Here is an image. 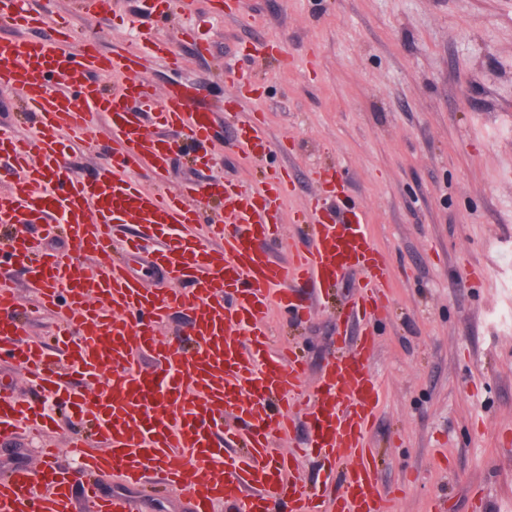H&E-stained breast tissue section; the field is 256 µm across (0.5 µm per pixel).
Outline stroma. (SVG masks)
I'll return each instance as SVG.
<instances>
[{
  "label": "stroma",
  "mask_w": 512,
  "mask_h": 512,
  "mask_svg": "<svg viewBox=\"0 0 512 512\" xmlns=\"http://www.w3.org/2000/svg\"><path fill=\"white\" fill-rule=\"evenodd\" d=\"M240 11L211 15L206 0L178 8L156 27L148 0H118L109 22L83 17L76 0H53L78 32L103 49L143 37L177 42L182 26L211 43L205 58L186 52L174 71L149 60L156 92L200 84L204 101L238 103L240 118L263 114L270 160L288 167L284 233L274 247L309 245L312 228L293 221L318 192L320 172H335L342 190L326 211L362 214L385 258L390 311L378 327L369 367L384 397L375 413L377 450L389 512H512V0H239ZM260 91L237 99L234 71ZM29 135L33 116L0 74V128ZM220 129L207 163L174 155L167 184L206 179L256 185L264 166L231 147ZM63 149L91 172L112 154L105 124ZM360 280L340 279L313 319L296 325L269 315L274 343H294L311 372L336 344L346 297ZM65 417L45 440L0 445V471L32 463L43 443L64 446ZM106 493L137 500L139 512H189L177 494L148 495L102 479Z\"/></svg>",
  "instance_id": "35a3bbf8"
}]
</instances>
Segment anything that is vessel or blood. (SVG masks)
I'll return each instance as SVG.
<instances>
[{"instance_id": "1", "label": "vessel or blood", "mask_w": 512, "mask_h": 512, "mask_svg": "<svg viewBox=\"0 0 512 512\" xmlns=\"http://www.w3.org/2000/svg\"><path fill=\"white\" fill-rule=\"evenodd\" d=\"M150 57L182 63L170 42L149 38L141 50L106 53L31 0H0V69L39 124L30 138L0 130V166L13 175L0 187V358L69 408L94 442L76 470L0 473V512H137L130 498L101 492L100 479L112 475L181 489L190 512L220 503L228 512H383L369 445L383 391L368 358L388 313V267L367 224L356 216L320 222L312 247H290L282 259L273 251L288 193L282 167H267L256 189L233 181H202L188 192L144 187L139 171L161 178L177 150L205 151L224 109L196 105V88L155 97L144 76ZM101 122L112 157L81 174L66 162L60 134L84 135ZM235 130L239 153L268 157L263 121ZM193 192L219 197L223 211L201 213L188 202ZM120 224L138 228L123 260L112 255ZM64 226L71 249L43 248ZM136 258L161 274L163 287L148 285ZM349 271L364 276L347 302L355 332L337 326L339 348L305 395V365L292 350L272 349L268 314L276 306L287 319L308 320L299 287L318 293ZM14 273L38 310L56 316L51 340L24 336L29 314ZM177 313L188 317L186 346L163 334ZM298 420L307 451L329 462L335 485L313 488L297 476L296 455L279 448ZM25 421L48 427L1 380L0 444L19 438Z\"/></svg>"}]
</instances>
